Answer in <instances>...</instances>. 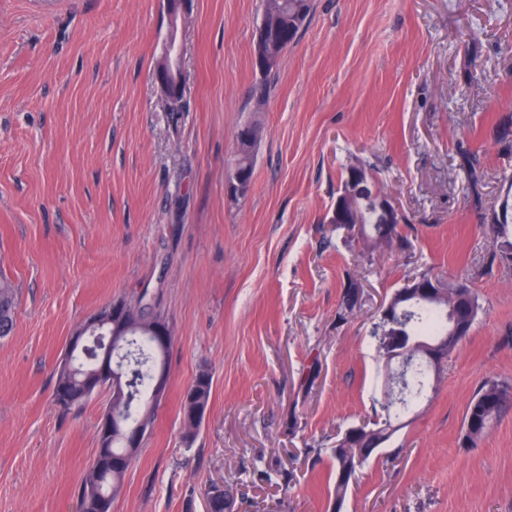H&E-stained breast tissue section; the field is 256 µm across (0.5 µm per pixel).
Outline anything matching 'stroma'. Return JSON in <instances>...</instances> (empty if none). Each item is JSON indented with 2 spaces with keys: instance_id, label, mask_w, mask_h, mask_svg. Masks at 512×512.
I'll list each match as a JSON object with an SVG mask.
<instances>
[{
  "instance_id": "obj_1",
  "label": "stroma",
  "mask_w": 512,
  "mask_h": 512,
  "mask_svg": "<svg viewBox=\"0 0 512 512\" xmlns=\"http://www.w3.org/2000/svg\"><path fill=\"white\" fill-rule=\"evenodd\" d=\"M262 0H191L185 110L155 80L165 0H0V512H79L112 392L55 402L71 335L147 294L174 339L167 392L112 512H512V413L476 445L465 407L512 381V267L488 266L485 212L512 188L494 126L512 113V0H315L262 80ZM260 126L248 193L226 189L240 124ZM484 156L481 201L459 145ZM367 164L411 218L405 250L357 258L329 224L342 164ZM481 309L432 401L358 469L336 506L339 433L374 418L382 302L425 268ZM363 285L340 318L343 285ZM208 412L183 439L200 372ZM14 289L7 280L0 279V339L11 336L16 327Z\"/></svg>"
}]
</instances>
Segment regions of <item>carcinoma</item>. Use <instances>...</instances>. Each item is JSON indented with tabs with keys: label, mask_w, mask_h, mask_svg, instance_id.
I'll list each match as a JSON object with an SVG mask.
<instances>
[{
	"label": "carcinoma",
	"mask_w": 512,
	"mask_h": 512,
	"mask_svg": "<svg viewBox=\"0 0 512 512\" xmlns=\"http://www.w3.org/2000/svg\"><path fill=\"white\" fill-rule=\"evenodd\" d=\"M313 0H263L266 14L279 17L280 30L264 42L266 49L278 58L297 40L300 30L307 22ZM496 144L504 150H512V115L501 117L495 126ZM461 168L466 173L469 184L475 193L476 201H481L478 186L483 176L481 155L469 151L461 152ZM361 221L365 225L366 240L362 250L371 254L382 249L381 241L375 238L379 230L377 213L370 203L359 205ZM492 247L490 263L512 264V205L504 200L501 215L494 216L489 225ZM131 310L132 322L141 329L126 337L124 351L134 372L135 392L130 398L124 394L113 396L115 407L125 418L138 422L143 418L154 420L155 412L148 410L151 400L150 378L160 360L159 350L152 344L147 327L163 318L159 303L141 295L125 301ZM405 329L403 332L416 340L430 344H441L439 360H428L416 365L405 381V391L401 396L394 392H383L377 400L380 411L375 419L360 427L355 433V443L348 449H332L336 471L345 468L356 471L384 443L390 440L388 434L393 421L398 420L418 406L428 397L429 390L437 387L443 367L441 359L449 356L459 346L460 337L455 333L454 315L446 302H412L401 304ZM16 302L11 284L0 279V339L13 334L16 327ZM97 346L89 347L85 353L75 356L77 370L66 373L57 371L55 379V399L59 406L69 410L87 399L86 390L96 379ZM512 412V383L497 378L486 379L468 400L464 414V437L475 443L487 433L484 424ZM135 459V453L126 447L123 435L112 432L99 434V446L93 463L87 468L78 489L80 512H106L103 502H113L118 495L127 470Z\"/></svg>",
	"instance_id": "cac0c4a2"
}]
</instances>
